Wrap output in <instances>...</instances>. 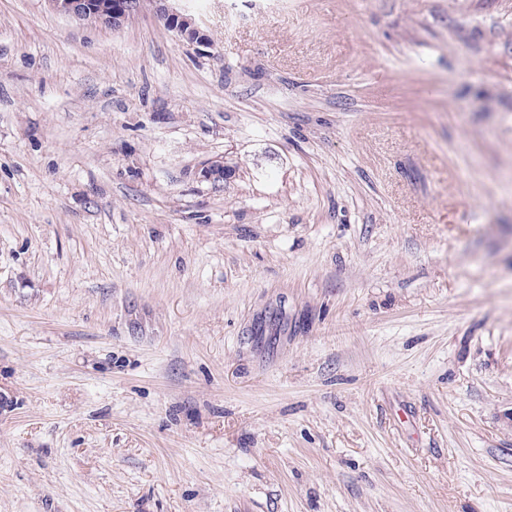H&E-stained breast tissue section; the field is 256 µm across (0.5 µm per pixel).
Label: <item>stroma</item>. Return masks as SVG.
Wrapping results in <instances>:
<instances>
[{"label":"stroma","instance_id":"35a3bbf8","mask_svg":"<svg viewBox=\"0 0 512 512\" xmlns=\"http://www.w3.org/2000/svg\"><path fill=\"white\" fill-rule=\"evenodd\" d=\"M173 7L0 0V512H512V0ZM49 7L58 14L79 21H90L113 30L120 29L128 16L138 13L142 0H46ZM175 0H153L157 15L186 42L205 43V36L191 14L174 10L168 2Z\"/></svg>","mask_w":512,"mask_h":512}]
</instances>
